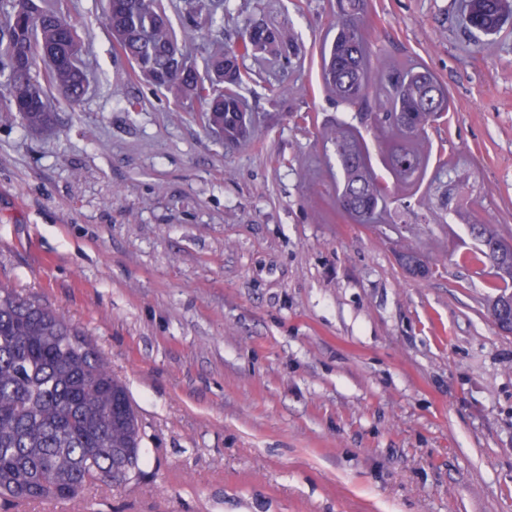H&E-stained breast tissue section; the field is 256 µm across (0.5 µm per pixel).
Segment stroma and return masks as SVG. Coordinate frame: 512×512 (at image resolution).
Masks as SVG:
<instances>
[{
    "mask_svg": "<svg viewBox=\"0 0 512 512\" xmlns=\"http://www.w3.org/2000/svg\"><path fill=\"white\" fill-rule=\"evenodd\" d=\"M300 67L245 92L251 144L131 75L104 0H61L89 90L54 133L0 116V282L63 311L127 386L139 469L9 512H512V334L462 265L469 226L512 234V29L468 36L457 0H370L377 59L413 58L452 101L429 164L468 172L391 194L385 224L333 209L317 131L353 113L321 87L329 0H282ZM434 269L416 279L397 255ZM443 176H448V172L441 169L436 172L434 177V181H438L440 188H443L439 206L446 213L448 209L453 211L461 210L462 203L467 198L468 180L458 177L457 180L450 179L449 182H444L441 180Z\"/></svg>",
    "mask_w": 512,
    "mask_h": 512,
    "instance_id": "35a3bbf8",
    "label": "stroma"
}]
</instances>
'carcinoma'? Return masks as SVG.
<instances>
[{
	"mask_svg": "<svg viewBox=\"0 0 512 512\" xmlns=\"http://www.w3.org/2000/svg\"><path fill=\"white\" fill-rule=\"evenodd\" d=\"M229 2L181 0L180 34L163 0H107L104 22L135 76L178 102H199L204 127L238 146L252 140L254 127L242 91L267 82L273 69L301 65L302 50L288 22L268 17L266 3L255 6L261 18L244 24L241 44H227L225 28L239 23ZM367 7V0H338L333 37L321 52L322 84L359 123L381 130L391 173L413 189L428 167L419 137L449 110L448 92L411 60L374 71ZM460 10L469 32L493 36L512 19V0H460ZM83 55L74 24L53 0H7L0 18V112L30 132L51 130L56 104L50 92L70 106L87 93ZM321 137L336 155L338 213L358 224L378 223L385 193L357 127L340 121ZM446 175L441 169L434 177L442 188L440 207L458 211L468 180L444 182ZM471 228L497 245L491 253L480 248L462 256L466 264H489L495 306L512 292V239L492 224ZM141 442L126 387L88 337L62 311L0 282V500H67L93 481L122 484L138 469Z\"/></svg>",
	"mask_w": 512,
	"mask_h": 512,
	"instance_id": "cac0c4a2",
	"label": "carcinoma"
}]
</instances>
